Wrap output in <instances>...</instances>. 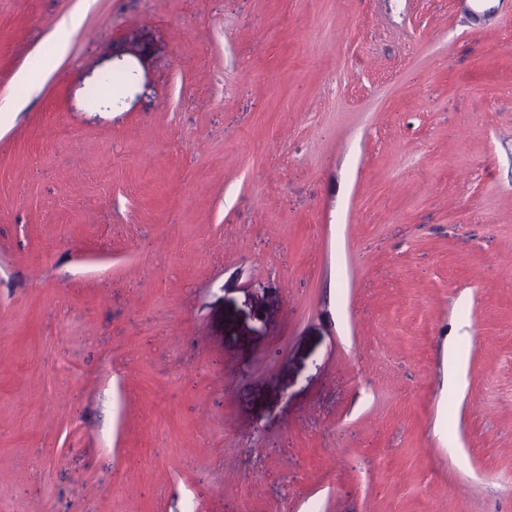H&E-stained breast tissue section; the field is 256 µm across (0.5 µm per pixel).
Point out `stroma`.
Masks as SVG:
<instances>
[{"label":"stroma","mask_w":512,"mask_h":512,"mask_svg":"<svg viewBox=\"0 0 512 512\" xmlns=\"http://www.w3.org/2000/svg\"><path fill=\"white\" fill-rule=\"evenodd\" d=\"M482 7L0 0V512H512Z\"/></svg>","instance_id":"stroma-1"}]
</instances>
